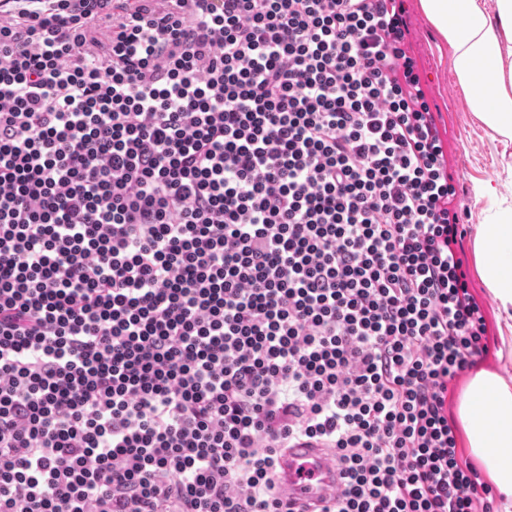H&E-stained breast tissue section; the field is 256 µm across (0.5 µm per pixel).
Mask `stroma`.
<instances>
[{
  "label": "stroma",
  "mask_w": 512,
  "mask_h": 512,
  "mask_svg": "<svg viewBox=\"0 0 512 512\" xmlns=\"http://www.w3.org/2000/svg\"><path fill=\"white\" fill-rule=\"evenodd\" d=\"M420 0H408L412 21V49L427 74L430 97L439 110L438 120L448 141V164L457 180L461 202V223L467 232L463 239L466 262H473L471 235L482 220V206L472 196L475 182L494 178L500 168V148L492 143L467 107L464 94L449 66V55L435 29L423 16ZM469 285L483 305L492 338L491 353L483 366L512 376V356L500 355L496 306L477 276H470Z\"/></svg>",
  "instance_id": "obj_1"
}]
</instances>
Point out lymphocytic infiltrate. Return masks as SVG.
Returning <instances> with one entry per match:
<instances>
[{
  "instance_id": "1",
  "label": "lymphocytic infiltrate",
  "mask_w": 512,
  "mask_h": 512,
  "mask_svg": "<svg viewBox=\"0 0 512 512\" xmlns=\"http://www.w3.org/2000/svg\"><path fill=\"white\" fill-rule=\"evenodd\" d=\"M405 0H0V512H496L490 352ZM334 450L299 441L290 444L278 460L279 483L298 504H324L340 481L333 462Z\"/></svg>"
}]
</instances>
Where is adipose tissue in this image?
Returning <instances> with one entry per match:
<instances>
[{"mask_svg":"<svg viewBox=\"0 0 512 512\" xmlns=\"http://www.w3.org/2000/svg\"><path fill=\"white\" fill-rule=\"evenodd\" d=\"M450 50L451 69L474 117L512 144V0H420ZM503 180L474 184L484 221L472 241L478 277L497 305L499 341L512 354V160ZM457 418L471 455L512 512V377L481 368L470 377Z\"/></svg>","mask_w":512,"mask_h":512,"instance_id":"obj_1","label":"adipose tissue"}]
</instances>
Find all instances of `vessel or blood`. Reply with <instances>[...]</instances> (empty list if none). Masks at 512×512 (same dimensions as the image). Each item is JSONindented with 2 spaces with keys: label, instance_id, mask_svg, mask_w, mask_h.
<instances>
[{
  "label": "vessel or blood",
  "instance_id": "vessel-or-blood-1",
  "mask_svg": "<svg viewBox=\"0 0 512 512\" xmlns=\"http://www.w3.org/2000/svg\"><path fill=\"white\" fill-rule=\"evenodd\" d=\"M333 449L299 441L286 448L278 460L279 483L289 498L300 504L328 501L340 481Z\"/></svg>",
  "mask_w": 512,
  "mask_h": 512
}]
</instances>
